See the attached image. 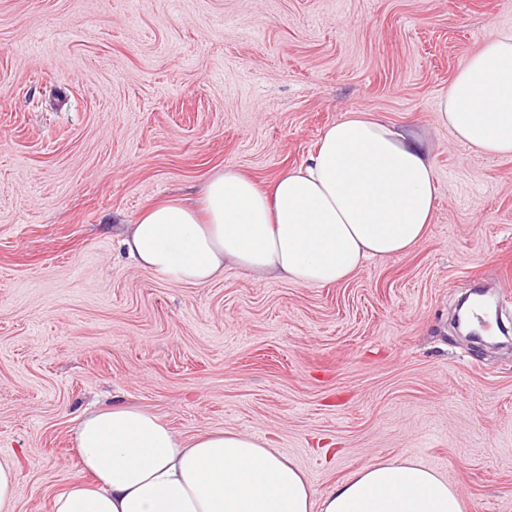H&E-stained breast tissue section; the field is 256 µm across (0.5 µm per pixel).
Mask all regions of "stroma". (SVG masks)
<instances>
[{"mask_svg":"<svg viewBox=\"0 0 512 512\" xmlns=\"http://www.w3.org/2000/svg\"><path fill=\"white\" fill-rule=\"evenodd\" d=\"M512 0H0V462L15 512L83 478L84 409L127 403L181 437L265 440L324 492L409 459L465 512H512V157L435 114ZM418 130L439 183L428 234L345 282L230 266L199 286L119 242L224 167L268 186L346 112ZM489 289L477 348L459 300ZM17 500V481L13 467L0 464V511L14 512Z\"/></svg>","mask_w":512,"mask_h":512,"instance_id":"35a3bbf8","label":"stroma"}]
</instances>
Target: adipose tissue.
I'll return each mask as SVG.
<instances>
[{"label": "adipose tissue", "mask_w": 512, "mask_h": 512, "mask_svg": "<svg viewBox=\"0 0 512 512\" xmlns=\"http://www.w3.org/2000/svg\"><path fill=\"white\" fill-rule=\"evenodd\" d=\"M436 120L475 154L512 156V32L461 64ZM438 199L428 144L354 110L269 187L225 167L204 185L202 209L166 199L130 224L123 244L139 267L182 284L233 265L323 287L423 241ZM74 443L95 481L66 486L52 512H464L459 489L411 461L366 466L319 497L260 439L232 429L184 438L125 405L84 411Z\"/></svg>", "instance_id": "ef3b65f1"}]
</instances>
